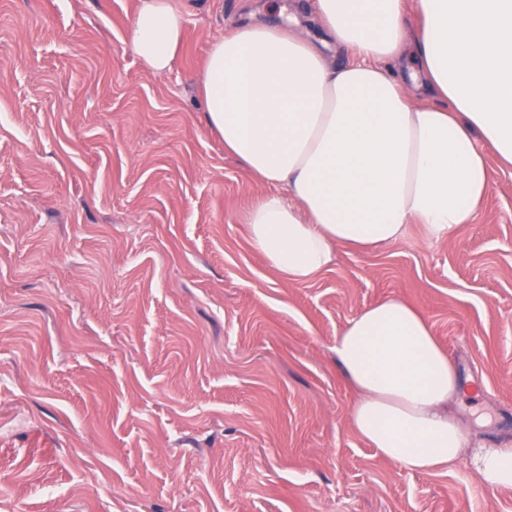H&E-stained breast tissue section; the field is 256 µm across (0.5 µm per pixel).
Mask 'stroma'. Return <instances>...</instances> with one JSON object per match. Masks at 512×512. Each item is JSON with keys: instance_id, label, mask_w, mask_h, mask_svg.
<instances>
[{"instance_id": "obj_1", "label": "stroma", "mask_w": 512, "mask_h": 512, "mask_svg": "<svg viewBox=\"0 0 512 512\" xmlns=\"http://www.w3.org/2000/svg\"><path fill=\"white\" fill-rule=\"evenodd\" d=\"M139 4L0 0V512H512L468 464L370 448L333 353L403 299L481 389L454 407L470 446H512V168L455 238L411 224L285 282L247 224L271 187L197 90L240 0H185L162 75Z\"/></svg>"}]
</instances>
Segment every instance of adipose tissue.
Returning a JSON list of instances; mask_svg holds the SVG:
<instances>
[{
    "instance_id": "ef3b65f1",
    "label": "adipose tissue",
    "mask_w": 512,
    "mask_h": 512,
    "mask_svg": "<svg viewBox=\"0 0 512 512\" xmlns=\"http://www.w3.org/2000/svg\"><path fill=\"white\" fill-rule=\"evenodd\" d=\"M312 14L315 41L295 21L234 24L199 79L225 152L273 187L249 234L290 283L316 278L338 246L385 245L410 224L452 238L489 192V157L512 168V0H314ZM130 40L153 73L171 70L182 5L143 0ZM332 48L351 61L331 63ZM335 352L358 394L352 426L382 456L421 474L466 460L512 488V448L470 447L452 410L463 384L415 307L364 308Z\"/></svg>"
}]
</instances>
